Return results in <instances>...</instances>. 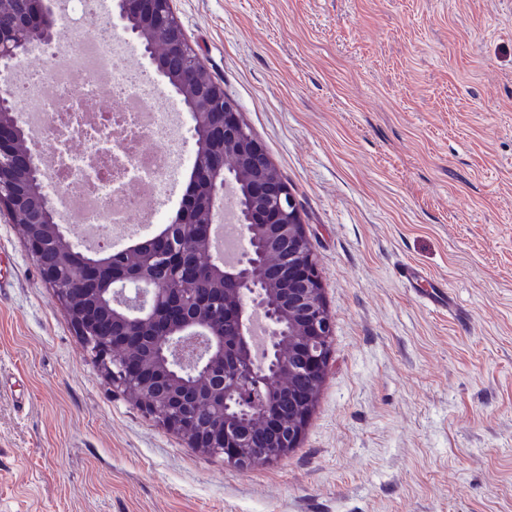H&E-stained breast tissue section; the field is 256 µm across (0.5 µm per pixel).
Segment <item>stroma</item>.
Returning a JSON list of instances; mask_svg holds the SVG:
<instances>
[{
    "instance_id": "stroma-1",
    "label": "stroma",
    "mask_w": 512,
    "mask_h": 512,
    "mask_svg": "<svg viewBox=\"0 0 512 512\" xmlns=\"http://www.w3.org/2000/svg\"><path fill=\"white\" fill-rule=\"evenodd\" d=\"M172 6L296 197L328 370L281 459L190 448L113 391L0 220V512H512V0Z\"/></svg>"
}]
</instances>
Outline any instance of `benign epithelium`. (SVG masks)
Here are the masks:
<instances>
[{
  "mask_svg": "<svg viewBox=\"0 0 512 512\" xmlns=\"http://www.w3.org/2000/svg\"><path fill=\"white\" fill-rule=\"evenodd\" d=\"M137 28L150 65L167 79L188 112L196 143L194 181L174 223L127 249H84L46 264L67 241L57 205L41 183L43 150L25 131L11 88L0 87V218L22 224L28 251L66 305L82 344L104 366L112 386L161 418L191 448L217 451L238 468L280 459L297 447L324 380L334 323L323 300L298 203L268 176L253 181V204L236 209L248 247L232 263H203L194 245L212 248L211 227L224 192L234 188L226 159L247 166L272 161L247 130L236 104L187 43L172 0H116L99 29ZM167 31L159 53L144 40ZM45 0H0V79L33 43L52 41ZM206 179L208 221L186 224ZM52 223L46 229V223Z\"/></svg>",
  "mask_w": 512,
  "mask_h": 512,
  "instance_id": "obj_1",
  "label": "benign epithelium"
}]
</instances>
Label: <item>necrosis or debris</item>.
Instances as JSON below:
<instances>
[{
    "label": "necrosis or debris",
    "instance_id": "obj_1",
    "mask_svg": "<svg viewBox=\"0 0 512 512\" xmlns=\"http://www.w3.org/2000/svg\"><path fill=\"white\" fill-rule=\"evenodd\" d=\"M58 25L70 35L49 50L55 66L25 71L13 92L50 139L43 162L65 221L81 224L87 243L108 247L114 229L143 221L165 194L181 158L174 115L153 107L152 88L130 80L122 38L101 39L65 4Z\"/></svg>",
    "mask_w": 512,
    "mask_h": 512
}]
</instances>
